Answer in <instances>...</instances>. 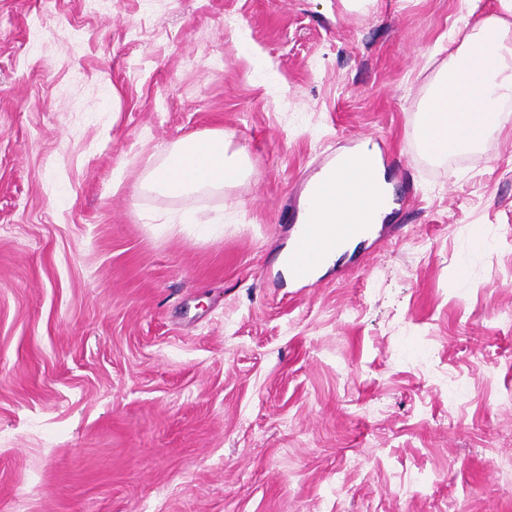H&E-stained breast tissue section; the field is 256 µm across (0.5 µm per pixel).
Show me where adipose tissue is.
<instances>
[{"label": "adipose tissue", "mask_w": 512, "mask_h": 512, "mask_svg": "<svg viewBox=\"0 0 512 512\" xmlns=\"http://www.w3.org/2000/svg\"><path fill=\"white\" fill-rule=\"evenodd\" d=\"M499 11L484 14L448 59L452 78L434 83L421 115L437 144L465 151L485 140L506 117L502 100L512 97V0H498ZM228 136L214 131L181 140L166 162L150 176L152 189L185 195L201 189H220L238 178V159L226 149ZM382 168L365 164L352 154L348 166L324 188L316 208L302 207L298 221L319 227L382 223L393 208L392 196L376 202L375 190L386 186Z\"/></svg>", "instance_id": "obj_1"}]
</instances>
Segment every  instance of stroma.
Returning a JSON list of instances; mask_svg holds the SVG:
<instances>
[{"label": "stroma", "instance_id": "obj_1", "mask_svg": "<svg viewBox=\"0 0 512 512\" xmlns=\"http://www.w3.org/2000/svg\"><path fill=\"white\" fill-rule=\"evenodd\" d=\"M474 8L0 0V512H512V122L417 142ZM212 130L244 177L147 189ZM359 142L394 207L287 286Z\"/></svg>", "mask_w": 512, "mask_h": 512}]
</instances>
